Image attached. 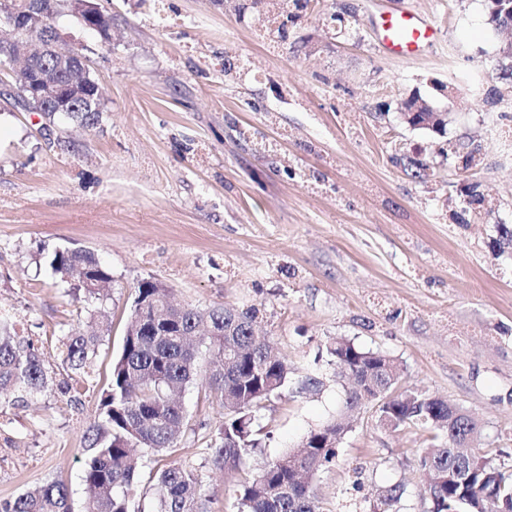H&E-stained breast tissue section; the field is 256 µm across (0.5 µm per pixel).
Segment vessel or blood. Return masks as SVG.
<instances>
[{
    "instance_id": "vessel-or-blood-1",
    "label": "vessel or blood",
    "mask_w": 512,
    "mask_h": 512,
    "mask_svg": "<svg viewBox=\"0 0 512 512\" xmlns=\"http://www.w3.org/2000/svg\"><path fill=\"white\" fill-rule=\"evenodd\" d=\"M378 27L384 49L398 57L415 55L420 48L432 45L438 36L435 26L409 10L381 13Z\"/></svg>"
}]
</instances>
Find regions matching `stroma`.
Returning a JSON list of instances; mask_svg holds the SVG:
<instances>
[{"label": "stroma", "instance_id": "stroma-1", "mask_svg": "<svg viewBox=\"0 0 512 512\" xmlns=\"http://www.w3.org/2000/svg\"><path fill=\"white\" fill-rule=\"evenodd\" d=\"M97 2L111 42L70 16L58 30L91 60L98 125H50L0 95V318L66 377L59 339L88 315L40 249L92 251L112 274L92 386L75 401L52 386L0 404V501L58 480L83 512L85 437L144 279L179 303L256 309L258 334L294 371L258 412L264 440L237 472L214 468L206 447L218 398L181 392L192 430L156 465L197 468L210 512H238L240 478L339 416L336 461L313 479L320 512H383L396 484L402 512H428L419 459L432 431L347 411L329 353L339 338L393 359L399 391L468 411L478 448L512 472V103L488 102L504 35L485 0H316L283 44L239 0ZM386 9L434 22L437 41L387 55ZM414 94L447 111L444 135L404 121ZM474 148L480 162L464 168ZM473 183L490 213L465 204ZM308 375L319 388L299 390Z\"/></svg>", "mask_w": 512, "mask_h": 512}]
</instances>
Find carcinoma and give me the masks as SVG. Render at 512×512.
Returning <instances> with one entry per match:
<instances>
[{
    "label": "carcinoma",
    "mask_w": 512,
    "mask_h": 512,
    "mask_svg": "<svg viewBox=\"0 0 512 512\" xmlns=\"http://www.w3.org/2000/svg\"><path fill=\"white\" fill-rule=\"evenodd\" d=\"M44 20L36 34L44 35L59 18L56 0H43ZM252 7L276 13L277 37L288 40V24L301 19L311 0H252ZM68 115L86 128L97 125L102 111L87 112L76 103ZM52 275L83 291L86 300L110 299L112 275L91 252L55 249L49 255ZM127 318L121 352L112 360L101 389L100 412L86 436L88 462L83 475L85 512H144L137 499L143 478L153 483L150 512H207L202 476L189 465H171L145 471L150 457L174 447L187 415L174 391L200 383L216 394L224 407V421L211 436L214 467L234 470L260 444L252 429V412L288 385L293 369L280 358L273 343L254 335L256 311L224 306L201 309L193 305L172 313L159 308L169 289L144 279ZM206 332L210 367L202 369L198 349L190 343L196 332ZM102 328L90 320L75 333L60 338L62 363L69 379L58 383L62 394L80 393L92 380L93 363ZM331 355L344 357L349 377L371 373L380 383L398 381L400 368L390 358L365 351L342 339ZM53 376L32 340L17 336L0 324V399L10 395H37L46 391ZM382 412L403 425L439 432L437 443L425 449L421 468L429 475L427 493L431 512H512V483H499L493 460L471 452L478 472L467 478L458 449L451 447L460 427L448 422V406L417 392L400 393ZM145 454L136 457L131 448ZM337 449L302 448L269 462L259 475L238 490L239 512H315L311 480L334 462ZM460 481L448 483V469ZM0 512H72L67 487L48 481L12 500L0 502Z\"/></svg>",
    "instance_id": "obj_1"
}]
</instances>
